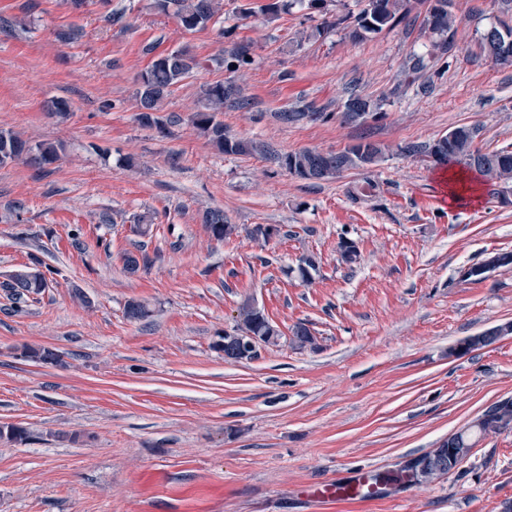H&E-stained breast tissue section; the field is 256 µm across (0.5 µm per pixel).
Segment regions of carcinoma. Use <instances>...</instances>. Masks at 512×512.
Masks as SVG:
<instances>
[{
    "label": "carcinoma",
    "instance_id": "1",
    "mask_svg": "<svg viewBox=\"0 0 512 512\" xmlns=\"http://www.w3.org/2000/svg\"><path fill=\"white\" fill-rule=\"evenodd\" d=\"M155 7L166 15L177 19L186 31L204 29L210 23H217L221 15V0H154ZM327 0H288L281 4L274 2L265 6L266 13L274 16L285 7L297 3L307 4L310 9L324 8ZM370 8H361L353 16V35L360 38L371 33H378L386 27L394 26L406 19L411 10V0H369ZM453 0H430L425 22L428 28L439 37L435 46L451 47L455 34V18L451 11ZM479 45L482 51L496 62L512 65V27L502 22L492 25L480 33ZM145 53L151 60L139 75L136 97L138 113L136 120L143 127L166 131V122L157 115L164 100L172 89L183 80L195 75L206 67L192 50L183 46L171 51L158 53L156 47L148 46ZM251 44L236 42L224 51L219 62L234 74L250 64ZM204 109L193 114V126L203 135L209 144L221 154L254 155L259 154L288 174L311 181H326L338 177L350 169L368 170L377 165L383 157V149L366 138L339 152H321L302 150L280 153L270 144L228 136L224 132V122L217 115L229 107L249 111L254 106L252 98L244 95L241 88L232 80L208 84L203 89ZM342 114L350 121H364L375 110L373 100L352 88L342 103ZM276 117L283 123L295 124L303 120L317 121L330 117L324 108L306 105L293 109H282ZM481 128L477 125H462L441 136L433 145L423 147L409 144L404 151L413 156L427 153L439 165L458 164L475 171L484 177L499 183L496 196H512V149L502 148L485 151L477 145ZM60 160V148L52 142L32 144L11 131H0V166L21 162L37 170H44ZM202 223L210 237L218 242L229 238L236 231V226L228 223L224 212L218 209L208 210L202 215ZM50 281L45 274L35 270L10 277L0 283L18 303H26L34 295L42 294L49 287ZM125 316L131 321H140L151 316L149 307L138 300H131L125 306ZM252 336H259L267 345H276L281 337L267 316L261 314L255 306L246 302L238 309L234 333L224 335V358H237L240 342ZM292 343L299 348H316V338L308 330L293 327ZM24 355L41 363H59L60 358L48 349L28 348ZM480 427H468L454 436V447H464V437L488 435L512 428V407L500 413L493 409L482 414ZM452 471H438L437 466H430L416 477L407 476V481L417 485L433 482L440 475Z\"/></svg>",
    "mask_w": 512,
    "mask_h": 512
}]
</instances>
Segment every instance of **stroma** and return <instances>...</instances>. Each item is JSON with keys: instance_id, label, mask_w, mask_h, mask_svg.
Wrapping results in <instances>:
<instances>
[{"instance_id": "obj_1", "label": "stroma", "mask_w": 512, "mask_h": 512, "mask_svg": "<svg viewBox=\"0 0 512 512\" xmlns=\"http://www.w3.org/2000/svg\"><path fill=\"white\" fill-rule=\"evenodd\" d=\"M265 0H224L218 24L185 31L153 0H0V131L62 144L39 172L0 167V282L40 266L51 286L15 309L0 290V512H314L305 482L358 469L397 476L492 403L512 398V336L459 357L448 349L512 322V268L465 275L512 252V206L494 183L447 199L443 166L404 146L477 124L478 145L512 147V66L485 56L481 32L512 19L502 0H453L452 46L435 48L414 8L399 25L356 39L359 0L324 11L260 13ZM336 20L325 29L323 18ZM81 28L65 45L58 30ZM253 44L235 77L257 109H225V132L282 153L340 151L361 137L385 154L371 171L313 183L258 156L216 152L190 118L232 41ZM191 46L210 66L162 105L166 132L140 126L137 79L146 46ZM425 67L410 73L409 64ZM375 102L344 122L346 87ZM72 104L64 119L46 101ZM312 103L331 116L295 125L276 111ZM223 210L236 232L218 242L201 222ZM151 220L148 235L131 230ZM274 228L269 239L250 234ZM83 248H76L73 229ZM360 260H338V244ZM143 250L131 275L125 252ZM314 256L311 282L297 272ZM149 305L141 322L128 300ZM252 302L283 333L250 361H225L224 333ZM306 323L313 349L295 348ZM59 354L62 365L24 357ZM512 503V429L481 437L454 470L427 485L389 486L378 502L333 512H501Z\"/></svg>"}]
</instances>
